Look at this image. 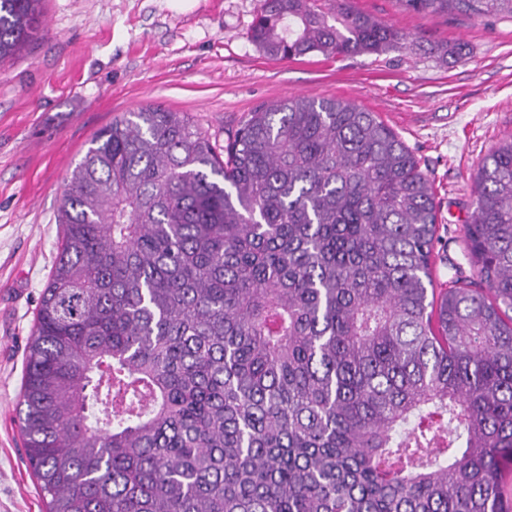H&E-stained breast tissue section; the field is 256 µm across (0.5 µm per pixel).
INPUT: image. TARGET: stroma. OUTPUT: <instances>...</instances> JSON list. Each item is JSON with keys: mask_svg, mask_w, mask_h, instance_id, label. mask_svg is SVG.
<instances>
[{"mask_svg": "<svg viewBox=\"0 0 512 512\" xmlns=\"http://www.w3.org/2000/svg\"><path fill=\"white\" fill-rule=\"evenodd\" d=\"M352 4L423 46L277 60L249 38L262 0H45L38 39L0 65V512L46 509L18 427L26 347L57 260L65 183L114 117L161 105L221 149L259 105L297 94L354 103L399 135L433 185L436 282L471 275L476 176L512 137V18Z\"/></svg>", "mask_w": 512, "mask_h": 512, "instance_id": "stroma-1", "label": "stroma"}]
</instances>
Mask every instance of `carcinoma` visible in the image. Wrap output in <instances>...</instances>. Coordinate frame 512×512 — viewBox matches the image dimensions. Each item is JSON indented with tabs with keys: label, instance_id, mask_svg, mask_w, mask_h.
I'll return each instance as SVG.
<instances>
[{
	"label": "carcinoma",
	"instance_id": "obj_1",
	"mask_svg": "<svg viewBox=\"0 0 512 512\" xmlns=\"http://www.w3.org/2000/svg\"><path fill=\"white\" fill-rule=\"evenodd\" d=\"M43 2L0 0V63ZM250 39L297 60L407 37L350 0H264ZM58 222L19 401L46 512H512V137L477 175L475 279L439 293L430 180L340 99L261 105L222 158L183 112H127Z\"/></svg>",
	"mask_w": 512,
	"mask_h": 512
}]
</instances>
